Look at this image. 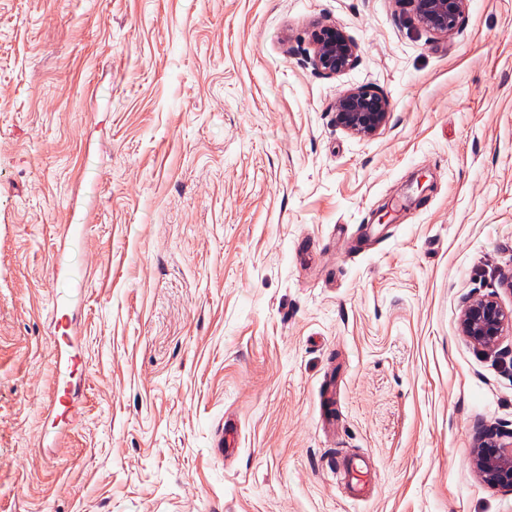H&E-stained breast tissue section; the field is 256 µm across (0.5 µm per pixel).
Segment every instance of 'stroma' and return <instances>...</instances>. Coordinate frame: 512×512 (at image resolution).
Masks as SVG:
<instances>
[{"instance_id": "35a3bbf8", "label": "stroma", "mask_w": 512, "mask_h": 512, "mask_svg": "<svg viewBox=\"0 0 512 512\" xmlns=\"http://www.w3.org/2000/svg\"><path fill=\"white\" fill-rule=\"evenodd\" d=\"M481 297L512 310V0L449 36L400 0H0V512H512L471 465L512 433ZM358 47L342 31L324 27L313 35L314 65L329 75L348 70L357 58ZM387 99L368 87L344 91L336 101V122L351 134L369 137L387 122ZM512 329V311H506L495 298L472 301L461 317V331L475 345L490 350L496 347L504 328ZM372 471L366 456H340L336 460V476H338L347 489L350 497L357 499L372 481Z\"/></svg>"}]
</instances>
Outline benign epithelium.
I'll return each instance as SVG.
<instances>
[{
    "label": "benign epithelium",
    "instance_id": "obj_1",
    "mask_svg": "<svg viewBox=\"0 0 512 512\" xmlns=\"http://www.w3.org/2000/svg\"><path fill=\"white\" fill-rule=\"evenodd\" d=\"M417 22L435 34L449 35L458 27L467 0H403ZM358 47L342 31L324 27L313 35L314 65L329 75L348 70L357 58ZM387 99L368 87L344 91L336 101V123L346 131L363 137L376 134L387 122ZM512 326V311L494 298L472 301L461 317V331L474 344L490 350L496 347L504 328ZM473 466L490 486L512 492V441L504 442L489 434L474 449Z\"/></svg>",
    "mask_w": 512,
    "mask_h": 512
}]
</instances>
